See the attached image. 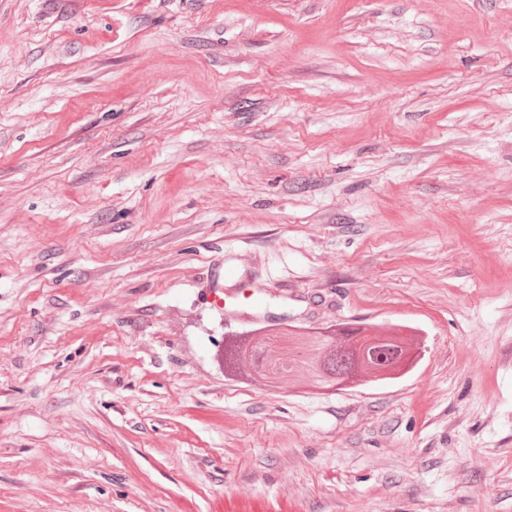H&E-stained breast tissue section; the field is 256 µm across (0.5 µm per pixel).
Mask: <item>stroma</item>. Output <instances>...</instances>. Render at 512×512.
Masks as SVG:
<instances>
[{"label":"stroma","instance_id":"obj_1","mask_svg":"<svg viewBox=\"0 0 512 512\" xmlns=\"http://www.w3.org/2000/svg\"><path fill=\"white\" fill-rule=\"evenodd\" d=\"M0 512H512V0H0ZM338 326V327H337ZM324 334L311 336H257L242 338L241 333L232 332L224 336V346L217 356L224 366L228 379L242 377L256 380L264 385L275 384L283 372L294 371L316 386L325 388L362 385L392 379L388 371L398 366L399 359L408 355L409 349L394 337L367 336L368 342L360 347L349 329L339 327ZM287 342L294 348V365H286L277 355L272 354L273 342ZM255 365V372L248 366Z\"/></svg>","mask_w":512,"mask_h":512}]
</instances>
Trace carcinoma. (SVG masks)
<instances>
[{"mask_svg":"<svg viewBox=\"0 0 512 512\" xmlns=\"http://www.w3.org/2000/svg\"><path fill=\"white\" fill-rule=\"evenodd\" d=\"M287 342L296 353L294 364H285L272 354L273 342ZM409 349L394 337L371 336L360 345L344 327L311 336H266L260 340L232 332L224 336L217 356L224 366V377L261 379L275 384L285 371L325 388L360 385L388 379V371L398 366Z\"/></svg>","mask_w":512,"mask_h":512,"instance_id":"1","label":"carcinoma"}]
</instances>
